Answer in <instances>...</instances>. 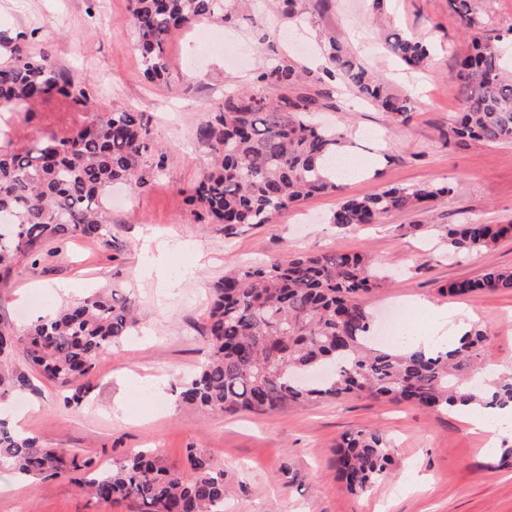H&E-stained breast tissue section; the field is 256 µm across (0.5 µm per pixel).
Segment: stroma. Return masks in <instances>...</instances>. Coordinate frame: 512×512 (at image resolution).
Masks as SVG:
<instances>
[{
    "instance_id": "1",
    "label": "stroma",
    "mask_w": 512,
    "mask_h": 512,
    "mask_svg": "<svg viewBox=\"0 0 512 512\" xmlns=\"http://www.w3.org/2000/svg\"><path fill=\"white\" fill-rule=\"evenodd\" d=\"M130 0H0V37L18 38L28 53L50 51L58 68L90 89V108L45 101L33 109L0 107V146L21 147L43 134L74 132L94 116L120 109L146 114L167 151L161 177L142 192L112 185L104 197L111 243L84 239L43 246L39 263L0 277V329L21 331L49 312L102 289L116 290L143 316L133 336L100 355L84 382L85 401L64 403L66 387L15 366L31 388L6 408L13 424L47 448L79 452L101 467L153 449L161 464L183 468L188 450L224 472V512H512V469L493 470L476 434L457 415L424 411L365 396L321 400L270 413L201 414L178 392L203 363V334L214 284L242 266L301 252L350 251L386 274L363 304L377 317L422 298L461 309L491 341L492 363L512 365V291L448 297L440 289L489 268H512V234L467 256L449 251L444 229L479 220L512 224V142L462 141L451 133L460 99L449 79L455 56L470 42L448 0H390L393 27L430 41V66L412 70L383 48L366 0H327L300 18L283 19L276 0H256L255 22L224 26L201 20L178 30L167 52L171 81H146L127 24ZM281 33L278 51L323 64L321 34L350 45L361 62L415 98L411 120L393 125L344 83L336 110L321 119L345 123L359 175L341 193L311 197L273 223L226 233L190 212L186 196L209 163L196 131L225 91L249 86L266 56V29ZM449 182L453 193L428 208L386 215L373 226L341 227L332 215L342 196L386 185ZM385 431L396 472L361 494L349 493L333 467L342 435ZM0 512H137L106 504L62 478L21 479L0 472Z\"/></svg>"
}]
</instances>
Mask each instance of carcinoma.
Segmentation results:
<instances>
[{"instance_id":"carcinoma-1","label":"carcinoma","mask_w":512,"mask_h":512,"mask_svg":"<svg viewBox=\"0 0 512 512\" xmlns=\"http://www.w3.org/2000/svg\"><path fill=\"white\" fill-rule=\"evenodd\" d=\"M249 0H132L128 25L136 35L143 75L167 83L166 47L172 33L203 19L235 25L247 19ZM467 30L478 28L472 0H448ZM507 37L477 34L457 60L453 85L462 112L451 127L460 139L512 142V74L505 67ZM10 61L0 66V105L29 106L52 96L87 106L86 84L64 76L51 53L27 54L5 38ZM386 52L404 65L425 69L430 43L393 27L383 33ZM324 65L315 72L280 55L270 59L244 91L224 100L197 128L211 161L209 171L187 197L197 218L226 230L270 224L309 197L342 189L336 183V155L346 131L312 118L333 98L336 80L384 112L394 124L407 123L414 101L393 91L361 64L334 35L320 44ZM166 153L149 119L132 109L98 115L81 129L47 133L25 149H0V276L25 260L37 261L40 247L77 237L107 243L103 193L116 181L147 189L164 170ZM450 183L386 186L367 196H346L332 223H378L385 215L448 196ZM512 224H450L453 253L489 249ZM384 277L359 253L303 254L287 263L235 270L219 281L205 336L206 360L179 392L202 413L276 411L325 398L367 395L409 403L422 410L477 404L512 405V372L473 379L488 365L489 336L473 328L451 349L405 352L377 339L378 324L363 295ZM512 291L511 269H490L440 289L450 296ZM127 301L101 291L28 325L21 334L0 331V401L30 389L27 373L8 358L20 349L32 367L53 382L71 387L68 406L81 405L88 389L82 379L96 358L135 328ZM190 472L158 465L140 451L112 465L44 448L10 426L0 414V469L55 478L74 475L79 487L105 503L131 501L138 512H224V471L189 449ZM392 445L383 430L361 429L336 445V478L352 493L392 475Z\"/></svg>"}]
</instances>
